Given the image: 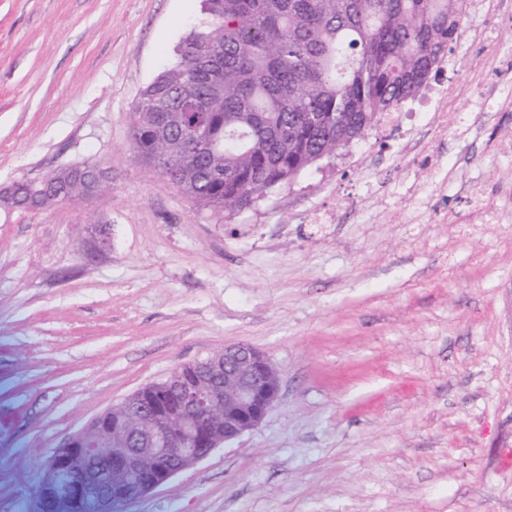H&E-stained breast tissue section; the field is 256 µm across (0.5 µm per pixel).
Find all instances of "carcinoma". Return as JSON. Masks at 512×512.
Listing matches in <instances>:
<instances>
[{
	"label": "carcinoma",
	"mask_w": 512,
	"mask_h": 512,
	"mask_svg": "<svg viewBox=\"0 0 512 512\" xmlns=\"http://www.w3.org/2000/svg\"><path fill=\"white\" fill-rule=\"evenodd\" d=\"M464 0H202L204 22L140 94L136 155L155 167L152 131L172 186L200 212L253 206L348 143L433 75ZM59 200L87 195L68 170ZM40 186L19 181L8 207L31 209Z\"/></svg>",
	"instance_id": "obj_1"
}]
</instances>
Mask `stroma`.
Returning a JSON list of instances; mask_svg holds the SVG:
<instances>
[{"label": "stroma", "instance_id": "obj_1", "mask_svg": "<svg viewBox=\"0 0 512 512\" xmlns=\"http://www.w3.org/2000/svg\"><path fill=\"white\" fill-rule=\"evenodd\" d=\"M201 17L0 0V188L109 175L0 207V512H30L73 432L231 343L268 355L275 407L123 512H512V15L490 42L465 18L447 111L408 99L397 129L218 220L139 162L129 123ZM476 94L496 109L459 125ZM72 172L77 179L71 177L69 169H64L51 175L54 178V181L48 180L47 177L40 181L42 189L44 190L42 207L48 205L50 202L55 200V192L57 189L55 181H59L62 183V185L64 186V191L61 194V196L54 201V203L58 201L68 200L70 198L77 196H87V191L89 194H94L99 190V188L106 180L105 171L100 167H98L91 173L84 170L82 167L73 168ZM81 179L85 181L87 191L85 183L81 181Z\"/></svg>", "mask_w": 512, "mask_h": 512}]
</instances>
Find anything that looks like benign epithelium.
<instances>
[{
    "instance_id": "obj_1",
    "label": "benign epithelium",
    "mask_w": 512,
    "mask_h": 512,
    "mask_svg": "<svg viewBox=\"0 0 512 512\" xmlns=\"http://www.w3.org/2000/svg\"><path fill=\"white\" fill-rule=\"evenodd\" d=\"M73 175L93 194L105 171ZM280 383L267 356L230 344L205 359L176 367L161 382L139 388L71 435L47 461L39 508L57 512L84 505L115 512L166 485L214 449L257 427L279 399ZM110 431L119 447L102 455L93 432Z\"/></svg>"
}]
</instances>
